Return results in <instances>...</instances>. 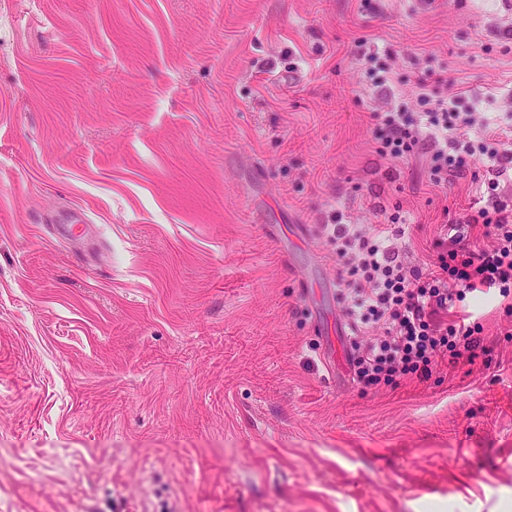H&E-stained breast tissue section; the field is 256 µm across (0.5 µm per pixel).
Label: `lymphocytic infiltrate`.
Here are the masks:
<instances>
[{
	"mask_svg": "<svg viewBox=\"0 0 512 512\" xmlns=\"http://www.w3.org/2000/svg\"><path fill=\"white\" fill-rule=\"evenodd\" d=\"M468 100L467 92L456 90L416 118L402 108L372 115L380 153L400 161L426 151L434 184L463 175L480 157L497 166L483 183L485 206L466 230L440 232L431 263L411 260L392 225L330 227L337 284L355 297L348 315L373 331L369 338L350 340L351 375L359 385L408 376L423 380L439 361H473L481 327L467 296L512 288V196L501 188L512 181V153L501 148L506 130L487 127L475 133Z\"/></svg>",
	"mask_w": 512,
	"mask_h": 512,
	"instance_id": "obj_1",
	"label": "lymphocytic infiltrate"
}]
</instances>
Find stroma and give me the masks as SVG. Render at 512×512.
Masks as SVG:
<instances>
[{
    "instance_id": "35a3bbf8",
    "label": "stroma",
    "mask_w": 512,
    "mask_h": 512,
    "mask_svg": "<svg viewBox=\"0 0 512 512\" xmlns=\"http://www.w3.org/2000/svg\"><path fill=\"white\" fill-rule=\"evenodd\" d=\"M501 2L0 0V512H512V295L364 388L323 232L475 215L487 158L434 185L371 114L441 75L512 129Z\"/></svg>"
}]
</instances>
